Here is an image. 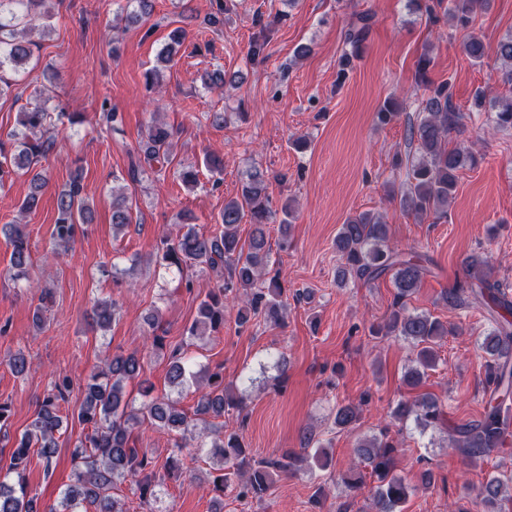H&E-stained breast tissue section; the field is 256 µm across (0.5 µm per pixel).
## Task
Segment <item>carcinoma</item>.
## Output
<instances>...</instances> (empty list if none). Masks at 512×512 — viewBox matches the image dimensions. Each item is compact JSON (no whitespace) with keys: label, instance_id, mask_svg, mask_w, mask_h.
Wrapping results in <instances>:
<instances>
[{"label":"carcinoma","instance_id":"1","mask_svg":"<svg viewBox=\"0 0 512 512\" xmlns=\"http://www.w3.org/2000/svg\"><path fill=\"white\" fill-rule=\"evenodd\" d=\"M47 0H0V97L12 93L19 85L20 76L35 57L38 44L31 39L38 21L50 19L45 14ZM486 0H408L412 9L435 22L438 14L451 17L456 27L466 29L474 21L477 10ZM371 17L362 14L346 33L350 51L341 59L339 77L345 78L352 62L361 57L367 40ZM186 37L185 30L176 28L170 33V44L159 57L168 66L177 54L176 47ZM465 54L480 65L489 53H494L504 69L503 80L512 86V34L500 38L495 46L477 37L463 45ZM431 60L422 54L418 60L417 83L424 90L421 111L409 122L408 140L416 145L418 158L411 166L409 182L400 207L417 220L430 218L437 223L448 218V204L456 192L458 173L478 163L474 152L462 145L450 146L452 135L461 134L466 127V113L454 102L451 80L434 82L428 78ZM494 112L493 123L501 130H512V99L498 105L486 106L482 92L474 94L469 111ZM397 104L389 99L376 113L379 123L388 124L398 118ZM53 113L41 105L24 106L18 112L19 130L9 134L11 147L0 141V182L19 170H29L34 159L49 154L55 140L44 137L51 126ZM172 133L160 124L150 126L147 139L141 147L143 157L132 166V175L154 169V165L171 162ZM48 180L38 172L30 182V191L21 203V212L38 207ZM57 217L51 235L52 254L68 250L75 240L79 226L93 221V210L86 201L81 176H74L66 189L56 198ZM270 195L265 174L251 172L242 184L240 193L224 202L221 214L222 230L207 235L195 225H184L185 231L175 238L162 240L158 262L181 271L185 267L206 266L216 272L219 281L201 300L197 316L187 333L204 336L224 327V311L229 294L240 303L237 321L244 325L252 317L263 314L277 323L281 320L283 286L276 277L265 278L270 261L265 227L272 218ZM249 217L253 231L248 247L240 246L239 225ZM132 204L122 194L112 196V224L121 230L132 223ZM3 232L12 250L3 274L14 279L26 273L31 253L26 236L14 224H6ZM336 252L342 266L336 280L345 284L349 279L373 282L390 276L395 288L392 311L385 324L371 328L377 335H395L407 339L417 348L415 366L404 374V382L412 390L419 388L427 371L438 363L436 346L451 329L430 312H410L407 301L419 290L429 273V257L415 251L405 252L389 244V228L380 215L364 212L348 218L341 225L335 239ZM465 280L444 290L439 302L450 309L469 307L475 300L485 307L493 321V329L483 337L480 350L485 367L483 410L479 418L457 425L450 434L448 447L472 463L505 451L512 438V297L508 285L493 278L494 270L488 258L476 253L465 259ZM117 314V305L108 299H99L93 308V323L101 330L110 327ZM143 372L140 358L135 353L116 354L90 376L84 390V399L78 412L85 426L84 441L74 448L77 460L73 483L64 490L59 506L37 508V496L32 494L25 471L36 456L50 469L57 452L62 428V404L68 401L70 380L64 376L54 390L44 397L35 417L15 440L11 448L10 466L0 476V512H129L125 503L114 496V490L129 479L135 481L140 498L154 495L157 486V462L148 450L130 445L133 429L149 422L158 431L174 437L172 455L164 464L167 473L180 469L183 449L195 441L197 422L206 417L222 418L224 414L242 409L244 397L231 383H224V369L218 365L204 377L191 373L185 355L175 348L169 355L168 382L183 387L187 380L197 386L199 397L194 416L178 407L170 397H151L153 387L144 385L141 395L145 401L139 408H129L126 383ZM443 408L430 394H418L399 400L391 417L404 423L409 419L425 430L438 423ZM361 418V407L352 403L336 409L335 424L342 431L356 428ZM216 439L210 444L211 456L217 459L218 474L214 478L216 499L224 496V489L232 486L241 499L262 500L273 486L274 476L295 473L308 464L309 459L320 460L324 448L311 432L303 439L304 453L286 454L279 459L255 460L243 468L250 450L236 432L215 430ZM386 433L364 437L354 446V463L338 480L348 488H355L363 480V472L370 471L377 485L370 503L373 512H396L415 493L410 484L396 472L397 444L385 439ZM512 499V472H494L481 483L476 495V512H500L501 503Z\"/></svg>","mask_w":512,"mask_h":512}]
</instances>
